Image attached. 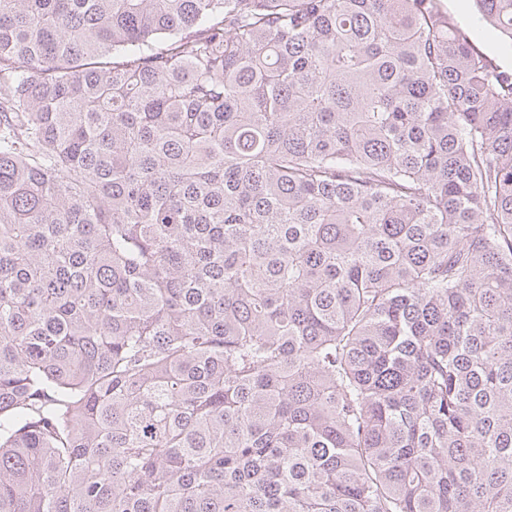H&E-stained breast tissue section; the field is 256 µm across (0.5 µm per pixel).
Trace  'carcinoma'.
I'll return each mask as SVG.
<instances>
[{
  "instance_id": "1",
  "label": "carcinoma",
  "mask_w": 512,
  "mask_h": 512,
  "mask_svg": "<svg viewBox=\"0 0 512 512\" xmlns=\"http://www.w3.org/2000/svg\"><path fill=\"white\" fill-rule=\"evenodd\" d=\"M0 512H512V71L437 0H0Z\"/></svg>"
}]
</instances>
